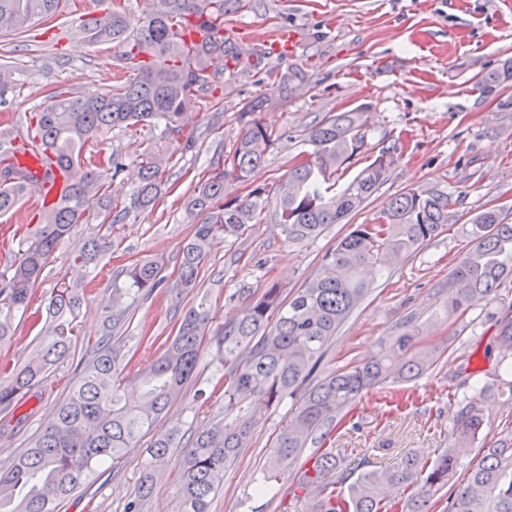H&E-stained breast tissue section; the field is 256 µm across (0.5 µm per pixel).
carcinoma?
<instances>
[{
  "label": "carcinoma",
  "instance_id": "cac0c4a2",
  "mask_svg": "<svg viewBox=\"0 0 512 512\" xmlns=\"http://www.w3.org/2000/svg\"><path fill=\"white\" fill-rule=\"evenodd\" d=\"M163 10L131 22L121 0L103 17L82 23L89 40H119L125 45L124 67L134 78L100 97L79 98L59 90L45 96L32 116L34 136L68 174L61 203L42 211L40 224L18 242V256L0 271V344L15 336L13 322L27 310L59 244L79 224H113L130 213L152 210L162 191L163 159L143 151L137 160L138 186L118 207L111 180L125 168L122 155L111 152L83 156L84 145L103 130L134 128L154 121L168 131L184 125L194 93L213 76L241 64L260 67L271 54L239 52L224 32V14L239 13L250 0H164ZM61 0H0V36H21L35 18L61 16ZM214 35L190 45L182 34L194 27ZM512 79V62L486 74L480 84L493 94ZM272 103L254 98L241 107L240 131L225 155L189 198L187 208L203 216L183 245L177 287L193 292L211 247L237 240L251 224H259L275 206L282 233L290 242L315 238L360 210L395 164L392 147L345 183L347 169L363 153L367 113L354 109L329 116L312 128L313 150L302 155L275 191L255 187L227 197L226 184L248 183L251 171L265 160L276 138L261 114ZM0 132V215L14 210L24 192L26 168L15 162L25 147ZM450 196L443 190L412 189L392 198L372 224H357L327 252L318 272L295 291L284 294L269 282L243 314L217 324L210 309L191 307L179 318L176 334L162 343L157 359L133 375L138 393L126 394L124 357L103 345L76 363L78 379L55 408L51 420L18 453L0 460V512H60L61 504L84 484L96 468L116 463L128 449L150 436L136 495L125 512H144L155 473L170 449L180 443V426L162 419L188 380L197 376L204 344H215L214 360L222 371L207 391L222 404L211 420L198 427L184 458L179 484V512H211L212 496L224 482V470L247 446L259 422L257 407L290 404L285 424L273 439V455L256 481L260 495L275 496L281 474L291 476L295 500L309 512H512V437L486 445V421L478 407L486 384L470 374L460 409L453 419L452 443L435 460L414 453L388 466H377L364 454L353 460L322 450L301 462L309 441L325 440L341 424L364 392L399 386L432 369L440 351L421 342L419 316L409 314L383 338L373 359L321 374L325 355L337 330L371 290L369 274L388 271L404 257L435 238L448 224ZM119 213L112 214L113 210ZM468 234L474 248L452 269L445 294L448 319L463 320L478 299L495 300L512 285V224L502 212L487 207L471 219ZM112 253L108 236L85 240L74 253V265L89 269ZM159 260L139 261L122 271L124 285L112 289L102 307L104 339L110 340L128 309L149 298L162 282ZM85 293L82 285L64 280L52 289L46 305L44 337L37 350L18 366H0V413L13 414L19 404L37 396L51 369L69 356L79 339L75 314ZM496 347L499 366L512 373V319L499 322ZM481 457L463 464L467 450Z\"/></svg>",
  "mask_w": 512,
  "mask_h": 512
}]
</instances>
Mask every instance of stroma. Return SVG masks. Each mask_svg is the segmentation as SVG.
<instances>
[{
	"mask_svg": "<svg viewBox=\"0 0 512 512\" xmlns=\"http://www.w3.org/2000/svg\"><path fill=\"white\" fill-rule=\"evenodd\" d=\"M77 23L76 15L66 14L49 30L35 19L25 40L0 38V53L10 52L15 67V87L0 99V116H9L16 136L26 134L29 114L44 102L48 90L86 98L112 89L122 68L123 43L76 42L72 30ZM224 27L240 44L275 28L296 33L292 48L268 63L280 72L304 69L306 80L281 99L265 72L247 68L219 73L212 92L221 97L220 106L197 109L183 132L116 127L91 139L85 154L114 151L125 159V170L112 182L116 202H127L134 191L136 160L147 147L169 159V186L151 211L129 214L110 227L78 226L56 250L35 287L30 318L18 319L13 341L0 346V364H22L38 345L42 325L37 317L44 312V300L60 279L75 278L72 252L91 234H110L112 254L99 264L93 290L77 313V353H89L101 341V307L113 286L122 284V268L147 258L164 260L167 288L131 308L130 325L117 340L131 358L126 368L131 374L157 357L149 338L174 336L189 307L204 305L217 321H229L243 313L268 281H278L289 291L299 288L350 224L373 223L392 197L411 189L444 188L452 194L447 228L390 275L373 282L333 341L324 369L369 360L381 340L411 313L419 316L424 341L437 344L443 354L434 370L406 384L410 400L402 409L389 410L383 391L362 394L354 426L333 432L330 446L344 455L365 450L372 462L382 464L407 451L426 461L435 459L449 443L458 404L448 393L457 387L462 367L488 385L479 406L489 440L512 434V390L498 379L495 347L497 319L512 312V296L478 301L465 320L455 323L440 315L448 276L473 246L467 234L470 217L495 205L512 224V81L491 95L479 86L486 72L512 61V0H251L247 10L225 16ZM259 95L274 99L263 118L279 139L251 173L252 185L272 188L284 181L295 157L310 151L313 126L355 108L369 114L364 159L392 145L399 158L349 223L330 225L314 239L291 243L275 218H267L251 225L241 238L214 246L202 267L199 288L184 293L174 286L180 250L200 221L188 214L186 203L203 168L223 162L230 151L243 102ZM190 133L197 143L188 152L184 143ZM214 353V348L204 349L197 379L184 387L164 418L166 424L180 425V445L156 475L145 512H177L184 447L216 410L213 403L197 399L198 390L215 376ZM73 370L71 362L59 364L42 394L21 406L26 419L12 437L0 438V457L26 447L46 424L75 384ZM285 413L282 407L263 412L249 446L226 469L212 512H308L307 503L293 502L288 495V479H281L277 498L254 493ZM144 455L143 449L134 448L119 462L101 467L66 500L61 512H124L141 477Z\"/></svg>",
	"mask_w": 512,
	"mask_h": 512,
	"instance_id": "obj_1",
	"label": "stroma"
}]
</instances>
